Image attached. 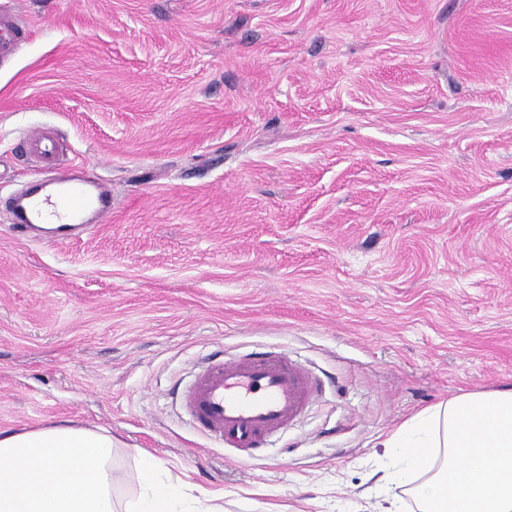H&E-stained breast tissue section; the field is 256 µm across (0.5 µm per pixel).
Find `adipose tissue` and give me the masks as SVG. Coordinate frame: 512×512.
Here are the masks:
<instances>
[{"label": "adipose tissue", "mask_w": 512, "mask_h": 512, "mask_svg": "<svg viewBox=\"0 0 512 512\" xmlns=\"http://www.w3.org/2000/svg\"><path fill=\"white\" fill-rule=\"evenodd\" d=\"M392 484L418 512H512V387L471 392L405 421L382 442ZM110 434L75 425L0 430V512H221L141 457L136 496L114 499Z\"/></svg>", "instance_id": "ef3b65f1"}]
</instances>
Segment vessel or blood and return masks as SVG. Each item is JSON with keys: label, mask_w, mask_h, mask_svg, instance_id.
I'll list each match as a JSON object with an SVG mask.
<instances>
[{"label": "vessel or blood", "mask_w": 512, "mask_h": 512, "mask_svg": "<svg viewBox=\"0 0 512 512\" xmlns=\"http://www.w3.org/2000/svg\"><path fill=\"white\" fill-rule=\"evenodd\" d=\"M25 30L9 12H0V58L15 52ZM30 150L46 166H54L58 145L49 131L27 138ZM112 211V198L101 183L81 170L54 178L46 187L18 198L12 222L21 230L55 216L60 232L56 243L68 242L91 229V217ZM315 388L307 371L294 362L269 355L233 361L213 358L184 393V405L198 427L212 439L235 449L247 462L256 449L293 424L310 403Z\"/></svg>", "instance_id": "b4317fda"}]
</instances>
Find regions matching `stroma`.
<instances>
[{"mask_svg": "<svg viewBox=\"0 0 512 512\" xmlns=\"http://www.w3.org/2000/svg\"><path fill=\"white\" fill-rule=\"evenodd\" d=\"M0 429L118 439L224 512H378L380 446L512 385V0H0ZM52 129L112 190L58 244L8 200ZM317 395L242 464L179 397L210 354ZM25 35L20 21L7 11L0 12V58L15 52Z\"/></svg>", "mask_w": 512, "mask_h": 512, "instance_id": "35a3bbf8", "label": "stroma"}]
</instances>
